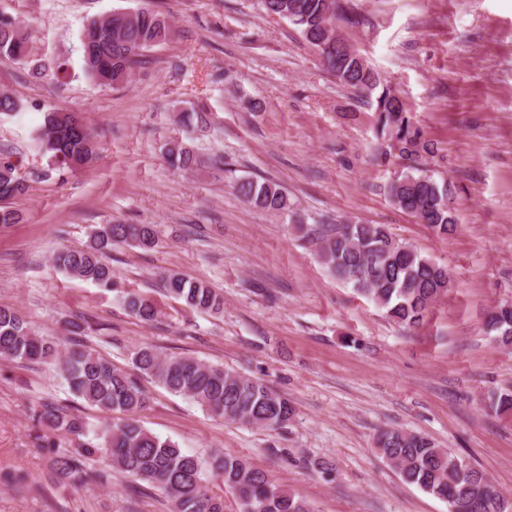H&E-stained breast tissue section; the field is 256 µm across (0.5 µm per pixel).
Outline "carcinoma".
Masks as SVG:
<instances>
[{
    "instance_id": "1",
    "label": "carcinoma",
    "mask_w": 512,
    "mask_h": 512,
    "mask_svg": "<svg viewBox=\"0 0 512 512\" xmlns=\"http://www.w3.org/2000/svg\"><path fill=\"white\" fill-rule=\"evenodd\" d=\"M262 5L266 14L297 27L342 86L374 105L377 158L412 161L389 184L394 206L438 235L454 234L458 218L448 206L450 183L435 178L430 169L415 166L424 155L434 156L438 148L411 122L403 100L382 84L378 73L343 36L336 34L337 22L348 20L344 0H262ZM172 34L169 19L148 8L93 20L81 34V43L91 41V53H82V72L103 86L127 82L144 53L166 43ZM29 41L28 28L0 14V59L25 65L28 75L38 79L45 75L47 66L29 59ZM36 140L38 152L62 170L80 169L97 156L89 128L73 113L46 110ZM165 159L176 170L198 165L196 152L182 141L169 144ZM0 186L10 199L27 190L25 178L7 157H0ZM233 187L240 199L254 208L276 212L291 209L288 194L275 181L242 177ZM306 235L336 279L371 297L404 327L423 325L432 304L450 286L446 267L396 238L384 224L348 220L322 223L307 229ZM116 243L151 249L159 240L153 224H103L92 232L87 248L62 251L55 264L73 277L116 291L112 267L104 261L105 253ZM164 289L191 309H224L223 295L205 282L171 273L165 277ZM123 302L129 313L145 323L159 316L157 304L148 297L126 293ZM487 327L504 347H512L511 312L492 313ZM0 361L55 364L75 398L105 414L125 415L121 422L106 421L92 432L85 418L68 406L48 397L41 400L39 422L76 442L74 449H50L52 475L65 485L77 488L91 480L90 462L104 448L112 469L131 478L133 501L148 486L166 498L173 512H224L223 496L208 486L209 479L215 478L237 496L241 512H315L308 502L272 483L263 470L246 459L222 451L206 457L187 454L173 440L144 428L135 415L145 407L148 394L137 379L97 349L80 342L67 345L41 335L16 310L2 306ZM131 363L153 383L229 421L275 431L285 427L294 415L286 397L222 365L163 355L152 345L134 349ZM489 408L497 415L512 413V390L492 393ZM376 449L406 482L447 502L452 512H501L503 495L485 482V474L429 438L386 429L378 435ZM0 480L17 492L31 483L25 473L7 472Z\"/></svg>"
}]
</instances>
